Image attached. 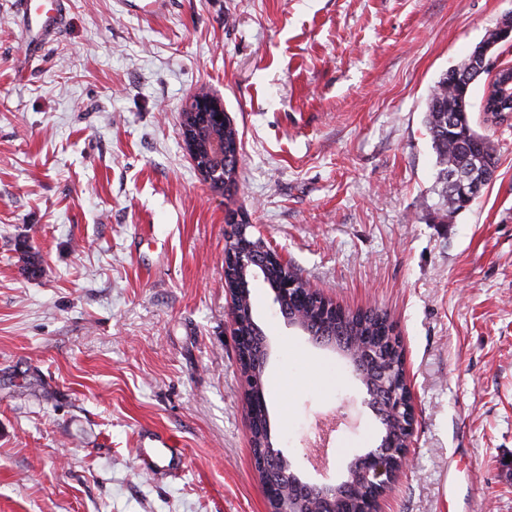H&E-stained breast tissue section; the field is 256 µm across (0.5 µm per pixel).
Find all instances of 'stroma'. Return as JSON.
Wrapping results in <instances>:
<instances>
[{
    "label": "stroma",
    "instance_id": "1",
    "mask_svg": "<svg viewBox=\"0 0 512 512\" xmlns=\"http://www.w3.org/2000/svg\"><path fill=\"white\" fill-rule=\"evenodd\" d=\"M512 0H69L34 58L0 0V512H268L224 282L232 225L336 304L377 309L417 423L384 512H512V127L472 110L498 167L449 222L425 205L439 75ZM219 96L242 138L214 191L180 113ZM42 260L22 270V246ZM272 442L301 479L378 448L365 387L252 284ZM340 426L328 465L308 439ZM151 427L183 466L136 460Z\"/></svg>",
    "mask_w": 512,
    "mask_h": 512
}]
</instances>
